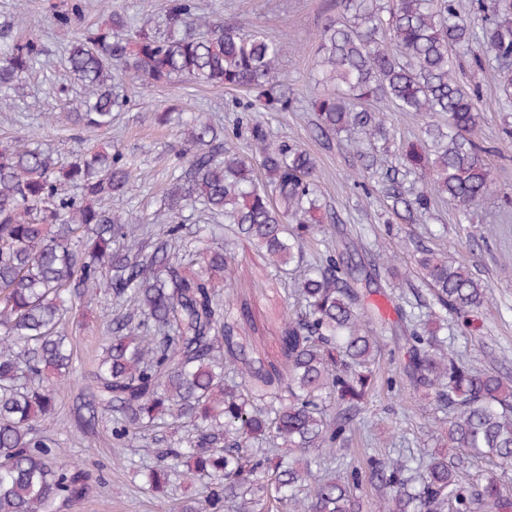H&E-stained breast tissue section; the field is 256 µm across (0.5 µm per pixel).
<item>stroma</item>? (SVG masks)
I'll return each mask as SVG.
<instances>
[{
  "instance_id": "1",
  "label": "stroma",
  "mask_w": 512,
  "mask_h": 512,
  "mask_svg": "<svg viewBox=\"0 0 512 512\" xmlns=\"http://www.w3.org/2000/svg\"><path fill=\"white\" fill-rule=\"evenodd\" d=\"M82 25L100 24L109 9L115 8L137 21L149 22L157 31H165L166 20L160 0H85ZM201 14L231 23L247 32L263 28L279 39L296 46L294 54L284 56L280 69L294 88L297 100L285 112H265L261 118L273 136L288 137L306 149L316 160V183L332 214L325 222L324 240L308 245L310 254L341 251L344 241L360 242L367 253L385 246L392 255V271H381V279L403 289L407 298L425 293L413 259L416 245L422 244L447 252L467 263L471 270L493 290V301L484 309L474 328L453 327L448 346L475 370L496 369L512 378V143L504 141V113L486 110L482 136L494 151L489 156L492 175L500 191L487 198L471 213L468 221H459L452 205L436 204L431 213L415 222L389 223L388 201L379 193L364 195L349 187V178L358 162L346 138H321L315 128L316 115L310 101L316 93L313 82L314 51L317 35L329 16L335 15L333 0H196ZM64 0H0V44L21 38H39L43 62L17 91L12 92L13 107L0 112V141L36 135L43 147L60 162H67L77 144H110L133 159L142 171L123 196L112 199L116 211L132 209L152 223L159 202L169 187L168 162L183 149L180 128L160 124V113L178 107L185 112H203L216 123L235 124L241 112L237 106L243 94L221 86H196L175 83L144 87L137 82L124 84L128 103L108 131L69 130L48 122L52 113L68 112L83 95L81 85L71 82L65 68L67 49L75 28L57 27L52 20L55 9ZM68 85V96H59V85ZM238 278L230 290V300L248 299L266 332L263 350L274 352L275 340L287 306L289 287L269 274L256 251L238 246L235 253ZM68 332L73 338L77 364L90 365L100 353L105 334L101 308L77 312ZM380 378L394 379V389L379 386L364 410L351 424L345 455L361 461L366 452L380 448L384 452L419 447L424 423L431 411L417 400L402 379V357L393 344H386L377 364ZM70 401L62 399L58 419L49 425L66 450V458L81 463L92 479H103L104 486L85 500L61 507L60 512H177L179 503L194 497L196 487L173 484L166 495L152 496L140 486L132 470L126 467L133 458L151 464L156 460L155 446L137 440L127 447L112 438V426L100 421L88 433L71 430Z\"/></svg>"
}]
</instances>
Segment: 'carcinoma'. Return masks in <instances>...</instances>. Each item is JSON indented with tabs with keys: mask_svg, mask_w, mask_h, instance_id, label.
<instances>
[{
	"mask_svg": "<svg viewBox=\"0 0 512 512\" xmlns=\"http://www.w3.org/2000/svg\"><path fill=\"white\" fill-rule=\"evenodd\" d=\"M162 7L163 33L117 12L81 31L66 63L85 97L50 121L111 128L127 103L116 91L126 78L243 89L246 112L293 106L279 72L291 46L202 16L196 0ZM84 9L85 0H67L54 23L68 27ZM43 55L34 37L0 49V111ZM316 56L318 132L362 135L355 187L383 193L408 223L437 201L466 220L495 191L480 75L494 63L497 110L511 113L512 0H471L467 12L458 0H336ZM390 112L412 115L420 135L380 171L372 143L396 139ZM183 126L157 230L132 209L105 207L137 177L120 150L83 147L64 165L33 136L0 145V512H53L91 494L90 474L59 461L61 443L42 429L78 380L70 426L83 432L107 417L123 446L149 437L164 445L155 464L134 472L155 494L180 479L201 484L182 512H359V473L342 451L375 390L387 332L402 341L408 385L442 414L433 419L441 448L367 459L369 480L385 489L378 512H512L496 476L464 478L474 459L512 471V379L466 367L419 311L469 326L492 288L465 263L422 247L415 263L429 303L400 305L395 326L374 327L359 292L371 284L365 266L331 253L305 258L322 223L311 154L258 118L248 127L256 164L227 147L237 129L202 113ZM197 203L224 223L178 222ZM240 239L266 257L275 279L293 280L294 311L277 336L284 374L253 340L260 328L251 306L235 309L218 290L232 280ZM102 299L107 342L83 371L66 319Z\"/></svg>",
	"mask_w": 512,
	"mask_h": 512,
	"instance_id": "obj_1",
	"label": "carcinoma"
}]
</instances>
